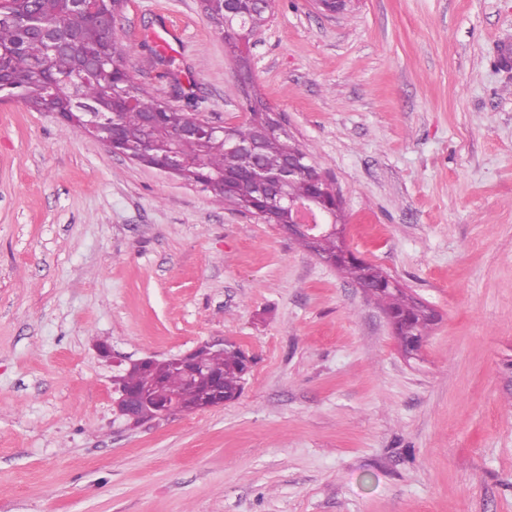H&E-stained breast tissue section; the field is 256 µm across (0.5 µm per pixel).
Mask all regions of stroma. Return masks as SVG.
<instances>
[{
    "label": "stroma",
    "mask_w": 512,
    "mask_h": 512,
    "mask_svg": "<svg viewBox=\"0 0 512 512\" xmlns=\"http://www.w3.org/2000/svg\"><path fill=\"white\" fill-rule=\"evenodd\" d=\"M117 27L135 81L213 124L249 82L435 321L405 355L277 225L0 99V512H512V0H274L243 69L198 0ZM221 338L236 400L118 416L120 364Z\"/></svg>",
    "instance_id": "1"
}]
</instances>
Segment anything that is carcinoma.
Segmentation results:
<instances>
[{
	"instance_id": "carcinoma-1",
	"label": "carcinoma",
	"mask_w": 512,
	"mask_h": 512,
	"mask_svg": "<svg viewBox=\"0 0 512 512\" xmlns=\"http://www.w3.org/2000/svg\"><path fill=\"white\" fill-rule=\"evenodd\" d=\"M122 2L124 0H100L94 4L95 10L92 11L78 9L70 0H38V22L80 35L75 50L62 48L51 55L48 53L47 42L32 31V6L28 0H4L3 12L7 18H0V66L17 74L19 81L1 87L0 93L22 101L33 110L51 109L64 117L82 111L83 104L90 105L101 114L96 135L107 136L109 124L115 123L124 148L136 151L138 162L143 164L151 162L175 142L179 153L192 162V166L180 174V178L188 182L202 184L209 178L238 171L243 166V159L218 141L194 137L176 139L177 131L189 122L191 115L133 82L126 69L129 47L122 42L117 29H112V45L103 42L97 29L98 16L105 12L120 13ZM239 8L251 14L255 20L251 29L241 30L242 39L247 41L265 21L267 11L257 10L249 0L240 4ZM208 17L219 32H224V3L221 0L209 4ZM82 50H101L109 56L111 63L97 74L78 80L75 78V60L76 53ZM122 94L130 102L114 113L112 101ZM245 105L250 118L231 127L233 134L246 138L254 131L253 123L263 119L279 128L275 135L267 139L260 158V164L266 172H277L283 157L290 151L301 155L306 163L311 160L310 154L288 134L269 106L263 104L256 95H248ZM145 112L161 114L160 119L149 129L142 121ZM310 189V180L303 173L288 183V192L298 198L307 196ZM219 193V199L224 201V205L240 213L251 210L253 193L248 188H223ZM293 240L320 260L335 266L357 284L367 282L375 287V297L385 302L389 316L408 325L419 338L427 335L432 316L421 311L420 302L392 286L387 273L359 259L347 263L336 262V234H327L315 244L301 234L293 236ZM200 362L206 366L207 378L197 386L186 384L180 372L162 363L155 365L150 372L137 367L128 368L122 375V382L127 387L139 388L148 386L154 378L159 379L187 404L195 403L200 389L214 378L223 381L226 399L240 395L245 376L249 372V359L240 347L226 342L224 352L208 354Z\"/></svg>"
}]
</instances>
